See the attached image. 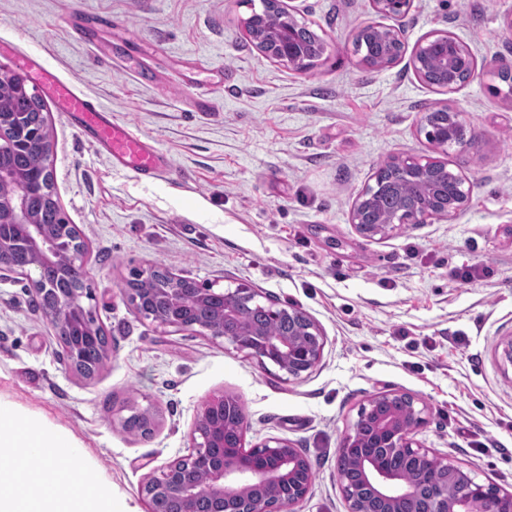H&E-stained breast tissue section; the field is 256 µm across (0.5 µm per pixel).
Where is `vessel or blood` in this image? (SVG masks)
<instances>
[{
    "label": "vessel or blood",
    "instance_id": "1",
    "mask_svg": "<svg viewBox=\"0 0 512 512\" xmlns=\"http://www.w3.org/2000/svg\"><path fill=\"white\" fill-rule=\"evenodd\" d=\"M33 76L55 98L62 111L78 117L82 130L106 148L116 166L133 169L147 178L161 175L163 159L152 142L113 121L93 97L76 93L54 70L40 64L34 67Z\"/></svg>",
    "mask_w": 512,
    "mask_h": 512
}]
</instances>
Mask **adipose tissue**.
Returning a JSON list of instances; mask_svg holds the SVG:
<instances>
[{
    "mask_svg": "<svg viewBox=\"0 0 512 512\" xmlns=\"http://www.w3.org/2000/svg\"><path fill=\"white\" fill-rule=\"evenodd\" d=\"M0 447L14 451L12 460L0 465V512H136L110 484L100 482L89 489L64 480L66 470L86 473L83 446L3 400Z\"/></svg>",
    "mask_w": 512,
    "mask_h": 512,
    "instance_id": "obj_1",
    "label": "adipose tissue"
}]
</instances>
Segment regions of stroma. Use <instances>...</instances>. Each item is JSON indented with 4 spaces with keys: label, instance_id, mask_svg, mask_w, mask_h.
Segmentation results:
<instances>
[{
    "label": "stroma",
    "instance_id": "obj_1",
    "mask_svg": "<svg viewBox=\"0 0 512 512\" xmlns=\"http://www.w3.org/2000/svg\"><path fill=\"white\" fill-rule=\"evenodd\" d=\"M329 49L308 72L264 57L244 21L261 0H0V72L50 66L152 139L167 163L147 180L45 99L54 195L90 247V302L110 338L93 379L70 371L29 278L0 274V399L73 435L86 461L137 512L144 478L189 454L209 395L242 403L247 445L287 439L313 481L295 512H347L336 455L360 407L383 391L427 403L420 444L476 482L512 492V0H413L408 44L463 40L478 74L446 95L408 61L373 71L354 49L370 0H285ZM111 25H101V18ZM216 109L200 112L199 94ZM449 106L475 146L432 149L424 115ZM433 155L471 190L456 215L361 236L359 193L397 157ZM152 265L217 289L244 283L320 326V364L293 381L232 346L138 316L123 295ZM471 269L469 280L456 272ZM150 408L149 436L125 430Z\"/></svg>",
    "mask_w": 512,
    "mask_h": 512
}]
</instances>
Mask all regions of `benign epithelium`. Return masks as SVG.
<instances>
[{"instance_id": "obj_1", "label": "benign epithelium", "mask_w": 512, "mask_h": 512, "mask_svg": "<svg viewBox=\"0 0 512 512\" xmlns=\"http://www.w3.org/2000/svg\"><path fill=\"white\" fill-rule=\"evenodd\" d=\"M413 0H371L381 18L403 17ZM263 12L245 21L256 49L265 57L305 72L327 51L326 42L309 56L294 39L299 24L281 6V0H262ZM276 14L277 24L258 34L265 13ZM358 37H375L384 46L382 59L367 66L383 70L397 64L406 52L403 31L380 22L363 26ZM410 63L425 82L431 68L442 74L438 92L453 94L476 75L477 64L470 49L448 32H432L412 47ZM453 118L451 136L429 138L437 148L470 146L476 133L462 114L439 108ZM46 118L34 112L0 113V213L7 212L19 235L0 233V272L29 277L35 291L47 296L56 312L51 326L70 370L91 378L110 355L109 339L73 288H43L49 271L63 265L87 267L90 249L72 225L47 226L40 223L34 200L55 205L51 181L32 179L13 168L8 160L33 152L44 171L50 170V137ZM402 169L399 176L413 189L398 184V205L382 224L365 223L375 190L367 186L356 198L351 223L367 238L384 236L402 224H431L458 213L468 201L470 188L460 174L448 175L435 158H407L390 162ZM185 276L159 266L140 271L124 295L136 313L163 328L189 330L213 341L231 344L254 358L262 367L271 363L290 380L306 377L319 364L325 344L318 324L302 309L263 304L259 294L241 284L220 291L200 283L190 289L196 306L206 318L195 319L182 304ZM237 399L222 392L207 397L191 432L194 451L148 476L140 486L148 512L172 499L180 512H294L293 507L307 494L312 481L308 457L290 442L269 438L255 450L244 443L230 444L224 437V420ZM427 405L408 393L380 392L367 400L358 412L352 431L338 448V459L358 472V479L342 485L348 512H512V493L493 484H479L461 468L423 447L417 431L427 422ZM439 467L442 479H428L430 463ZM205 473L197 479L198 471ZM455 491L448 493V486Z\"/></svg>"}]
</instances>
